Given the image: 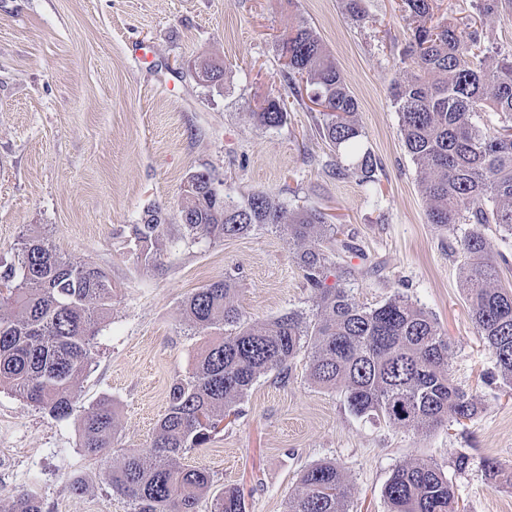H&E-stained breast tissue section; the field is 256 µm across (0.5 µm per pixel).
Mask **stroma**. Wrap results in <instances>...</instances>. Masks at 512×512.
<instances>
[{
	"label": "stroma",
	"mask_w": 512,
	"mask_h": 512,
	"mask_svg": "<svg viewBox=\"0 0 512 512\" xmlns=\"http://www.w3.org/2000/svg\"><path fill=\"white\" fill-rule=\"evenodd\" d=\"M400 4L363 0L359 23L342 0H0V263L12 262L39 225L62 253L116 284L80 382L84 405L113 403V461L150 446L170 385L192 371L204 338L181 315L190 293L229 277L248 320L315 311L293 250L270 228L181 239L183 185L204 173L238 203L263 192L288 210L326 213L352 244L329 255L335 283L366 308L400 293L430 312L451 343L454 384L476 391L480 410L427 434L361 418L343 393L309 380L301 355L286 378L260 376L237 415L177 465L206 468L213 490L240 489L247 512H286L302 472L333 460L351 488L350 512H388L383 488L394 469L434 462L453 481L461 512H512V388L481 381L495 360L460 282L466 227L452 233L428 223L390 100L410 43ZM302 21L359 102L364 145L378 162L372 189L337 174L336 153L317 132L320 112L298 100L286 77L282 40ZM449 22L512 41V13L485 19L472 0H435L432 25ZM141 42L152 70L139 66ZM209 61L223 62L220 83L200 77ZM270 96L284 97L288 112L282 125L262 127L253 114ZM151 208L170 228L147 265L131 228ZM461 453L471 459L462 474L453 468ZM487 458L498 477L486 476ZM75 480L83 492L71 491ZM22 492L46 512H133L83 453L76 419L0 389V512Z\"/></svg>",
	"instance_id": "1"
}]
</instances>
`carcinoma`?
<instances>
[{
  "instance_id": "obj_1",
  "label": "carcinoma",
  "mask_w": 512,
  "mask_h": 512,
  "mask_svg": "<svg viewBox=\"0 0 512 512\" xmlns=\"http://www.w3.org/2000/svg\"><path fill=\"white\" fill-rule=\"evenodd\" d=\"M432 2L402 0L411 22V64L391 84L390 97L428 223L449 232L470 225L460 239L462 284L476 329L495 356L494 376L512 387V290L495 283L496 260L484 236L488 224L512 234V45L499 46L483 28L428 25ZM475 8L491 18L512 11V0H475ZM283 49L287 78L304 81L310 102L322 108L319 136L348 159L339 170L361 185L375 184L377 164L363 147L358 101L317 33L301 22L286 35ZM483 112L498 115L495 128L476 122ZM286 113L279 98L265 101L252 116L275 127ZM209 180L195 173L185 183L182 236L221 241L257 225L283 233L318 292L316 313L311 320L290 312L251 322L235 304L236 283L227 278L191 293L182 315L189 330L209 339L189 376L171 384L151 447L132 450L117 464L106 453L112 447V402L86 408L78 393L100 325L112 316L111 281L98 267L60 252L42 231L27 234L17 262L0 271V282L10 283L0 289V387L54 417L81 413L80 447L104 465L106 484L131 500L134 512H196L200 496L211 489L210 472L180 468L175 457L205 444L259 376L275 371L286 377L288 363L303 351L310 381L344 393L360 417L424 433L478 413L476 395L450 377V342L428 311L400 295L361 307L346 289L326 283L322 243L338 249L349 244L325 213L290 212L267 193L234 203L212 191ZM165 229L156 208L133 225L145 264L155 261ZM350 495L342 468L322 461L302 473L287 512H348ZM384 499L388 512H457L454 485L433 463L396 467ZM10 512H43V504L19 494ZM214 512H246L245 500L226 488L214 496Z\"/></svg>"
}]
</instances>
